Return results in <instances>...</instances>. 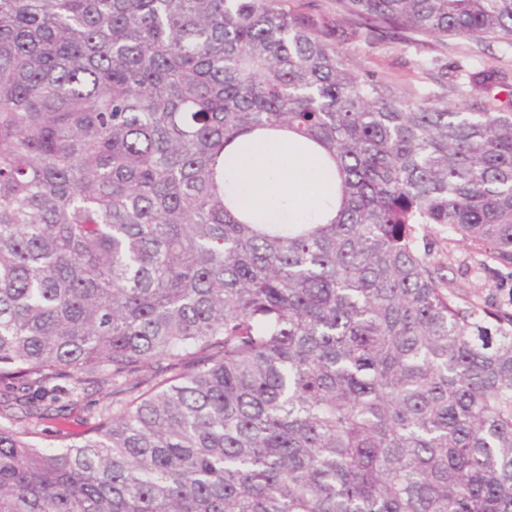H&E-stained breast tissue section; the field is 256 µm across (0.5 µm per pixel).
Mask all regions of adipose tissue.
<instances>
[{"label": "adipose tissue", "mask_w": 512, "mask_h": 512, "mask_svg": "<svg viewBox=\"0 0 512 512\" xmlns=\"http://www.w3.org/2000/svg\"><path fill=\"white\" fill-rule=\"evenodd\" d=\"M224 188L240 210L257 212L267 224H285L308 214L331 190L319 164L282 134L270 142L240 138L230 155Z\"/></svg>", "instance_id": "adipose-tissue-1"}]
</instances>
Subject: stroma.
Returning a JSON list of instances; mask_svg holds the SVG:
<instances>
[{"label": "stroma", "instance_id": "stroma-1", "mask_svg": "<svg viewBox=\"0 0 512 512\" xmlns=\"http://www.w3.org/2000/svg\"><path fill=\"white\" fill-rule=\"evenodd\" d=\"M341 48L354 72L374 73L396 93L437 98L451 105L463 101L472 108L482 106L483 95L471 85L442 78V68L461 63L474 67L491 65L512 71V49L478 39L448 36L442 39L422 37L413 41L396 36L373 41L358 38L343 42ZM432 249L437 259L450 264V289L497 304L512 297V270L504 267L482 269L469 251L440 235L433 237ZM56 395L73 424L94 420L112 405L111 394L93 383L81 385L74 393L63 381Z\"/></svg>", "mask_w": 512, "mask_h": 512}]
</instances>
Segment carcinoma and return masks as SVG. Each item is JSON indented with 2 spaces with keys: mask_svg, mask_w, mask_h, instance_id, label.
Segmentation results:
<instances>
[{
  "mask_svg": "<svg viewBox=\"0 0 512 512\" xmlns=\"http://www.w3.org/2000/svg\"><path fill=\"white\" fill-rule=\"evenodd\" d=\"M0 0V512H512V304L446 286L443 232L512 266V74L473 112L397 96L363 31L512 49V0ZM287 131L336 180L261 224L224 151ZM112 387L94 425L57 382ZM288 5L301 12L312 14L327 31H334L347 23L336 13L333 0H289Z\"/></svg>",
  "mask_w": 512,
  "mask_h": 512,
  "instance_id": "carcinoma-1",
  "label": "carcinoma"
}]
</instances>
